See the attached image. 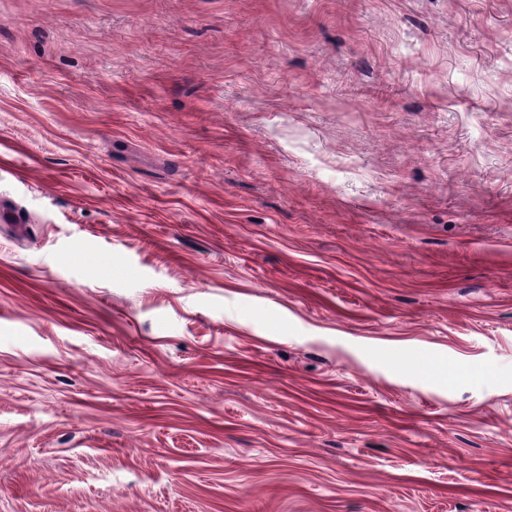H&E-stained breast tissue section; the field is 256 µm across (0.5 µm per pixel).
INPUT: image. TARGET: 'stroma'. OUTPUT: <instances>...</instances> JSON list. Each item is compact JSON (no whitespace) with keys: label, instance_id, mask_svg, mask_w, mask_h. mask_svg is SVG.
I'll use <instances>...</instances> for the list:
<instances>
[{"label":"stroma","instance_id":"1","mask_svg":"<svg viewBox=\"0 0 512 512\" xmlns=\"http://www.w3.org/2000/svg\"><path fill=\"white\" fill-rule=\"evenodd\" d=\"M0 205V512H512V0H0Z\"/></svg>","mask_w":512,"mask_h":512}]
</instances>
